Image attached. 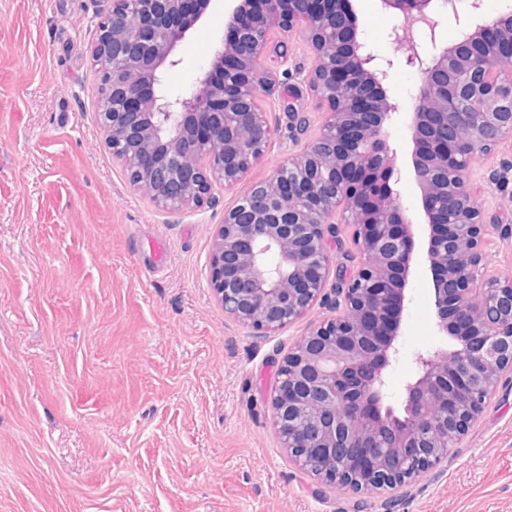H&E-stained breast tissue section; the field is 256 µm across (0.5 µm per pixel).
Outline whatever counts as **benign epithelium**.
<instances>
[{
    "label": "benign epithelium",
    "mask_w": 512,
    "mask_h": 512,
    "mask_svg": "<svg viewBox=\"0 0 512 512\" xmlns=\"http://www.w3.org/2000/svg\"><path fill=\"white\" fill-rule=\"evenodd\" d=\"M213 0H112L91 56L99 122L130 183L171 210L200 207L231 188L271 137L258 100L269 36L301 29L313 52L306 81L325 119L318 137L224 212L209 282L224 314L257 334L284 327L318 301L336 317L282 358L271 391L273 425L301 469L352 492L392 489L456 447L512 375V280L480 283L487 224L473 163L512 142V13L483 0H380L401 22L389 38L418 69L408 167L421 233L402 203L389 126L400 105L382 61L361 36L353 0H228L227 23L195 85L163 93L175 49ZM460 26L437 38L442 17ZM352 227L361 256L326 292L328 242ZM429 271L444 345L416 357L404 416L384 404L415 267ZM455 299L448 314V296Z\"/></svg>",
    "instance_id": "benign-epithelium-1"
}]
</instances>
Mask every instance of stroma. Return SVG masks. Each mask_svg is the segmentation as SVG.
Listing matches in <instances>:
<instances>
[{"mask_svg":"<svg viewBox=\"0 0 512 512\" xmlns=\"http://www.w3.org/2000/svg\"><path fill=\"white\" fill-rule=\"evenodd\" d=\"M389 92L411 111L419 73L355 0ZM112 0H0V512H512V380L458 447L415 481L354 493L292 462L269 396L283 356L331 317L318 303L263 336L225 317L208 269L224 212L319 133L302 32L271 34L263 155L210 203L174 211L133 189L100 130L90 49ZM226 16L221 0L165 78L186 93ZM492 225L484 278L512 277V143L474 164ZM386 402L402 412L415 356L440 345L416 268Z\"/></svg>","mask_w":512,"mask_h":512,"instance_id":"stroma-1","label":"stroma"}]
</instances>
